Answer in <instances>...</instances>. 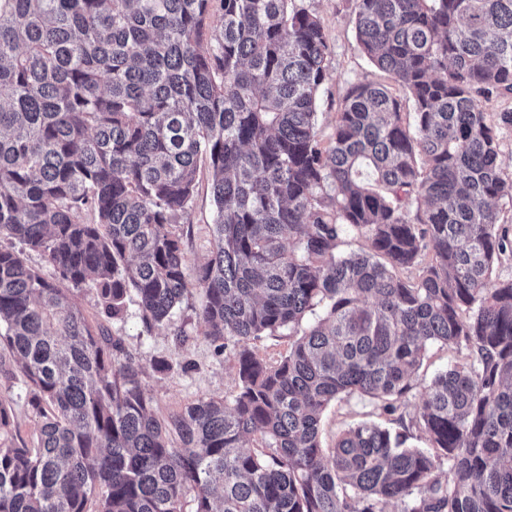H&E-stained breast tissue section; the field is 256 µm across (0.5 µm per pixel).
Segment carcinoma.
Returning a JSON list of instances; mask_svg holds the SVG:
<instances>
[{
	"label": "carcinoma",
	"mask_w": 512,
	"mask_h": 512,
	"mask_svg": "<svg viewBox=\"0 0 512 512\" xmlns=\"http://www.w3.org/2000/svg\"><path fill=\"white\" fill-rule=\"evenodd\" d=\"M362 51L393 87L354 86L329 145V45L295 0H0V512H512V199L479 98L512 94V0H354ZM220 23L205 32L214 7ZM213 171L214 247L194 281L179 216ZM353 231L366 249L344 253ZM416 271L415 276L404 272ZM194 290L237 390L155 416L143 367L91 325L95 293L178 345ZM292 338L276 361L251 342ZM418 434L375 423L320 441L354 394L393 415L430 346ZM416 438L425 447L408 444ZM258 449L245 448L246 441ZM16 378L6 380L0 377V399L6 400L10 407L14 425L18 428L21 437L31 445L37 423L26 404V390L21 374L17 371Z\"/></svg>",
	"instance_id": "obj_1"
}]
</instances>
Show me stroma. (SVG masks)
Masks as SVG:
<instances>
[{
  "mask_svg": "<svg viewBox=\"0 0 512 512\" xmlns=\"http://www.w3.org/2000/svg\"><path fill=\"white\" fill-rule=\"evenodd\" d=\"M296 4L319 18L330 47L317 109L318 127L322 137L326 138L331 135L336 114L353 85L385 84L389 77L369 61L356 41L353 0H296ZM214 215L211 172L208 163L203 161L199 164L194 197L178 224L184 232L188 277H195L198 266L211 255ZM202 300L201 293H193L176 312L177 323L190 335L188 343L182 347L176 346L164 329L146 327L132 300L127 303L125 319L109 325L112 334L122 338L126 350L144 368L143 385L159 417H168L199 399L221 397L236 390L233 361L216 352L214 344L205 335V324L196 314ZM460 357V352L452 347L435 345L429 349L409 395L406 418L384 414L375 400L357 394L331 403L321 424L323 445L332 446L340 430L362 421L376 422L396 431L408 430L411 417L420 407L432 378ZM160 359L169 363L168 371L154 369V361ZM0 398L10 407L21 437L32 441L37 423L26 404L22 378L7 380L0 377Z\"/></svg>",
  "mask_w": 512,
  "mask_h": 512,
  "instance_id": "35a3bbf8",
  "label": "stroma"
}]
</instances>
